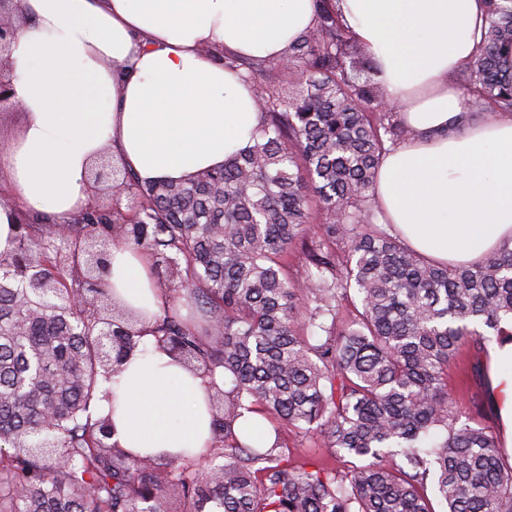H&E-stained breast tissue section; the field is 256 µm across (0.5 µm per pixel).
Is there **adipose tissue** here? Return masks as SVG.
<instances>
[{"label":"adipose tissue","mask_w":512,"mask_h":512,"mask_svg":"<svg viewBox=\"0 0 512 512\" xmlns=\"http://www.w3.org/2000/svg\"><path fill=\"white\" fill-rule=\"evenodd\" d=\"M413 139L378 168L374 202L423 256L475 265L512 240V115L460 127L456 77L474 60L482 0H340ZM12 43L20 131L0 146V253L25 215L68 224L96 196L89 171L113 156L141 181H184L254 143L263 121L252 87L221 57L279 59L311 29L316 0H20ZM105 280L147 311L140 342L98 401L112 444L140 455H205L211 383L151 333L166 298L147 257L113 247ZM487 394L512 447V341L489 351Z\"/></svg>","instance_id":"ef3b65f1"}]
</instances>
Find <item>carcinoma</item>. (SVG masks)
<instances>
[{"mask_svg": "<svg viewBox=\"0 0 512 512\" xmlns=\"http://www.w3.org/2000/svg\"><path fill=\"white\" fill-rule=\"evenodd\" d=\"M283 60L224 57L264 113L254 145L188 182H142L115 167V211L74 223L18 225L0 256V512H512V464L500 435L460 421L448 366L460 346L486 355L512 336V243L473 266L435 262L407 246L373 204L380 159L414 132L381 109L382 84L335 0ZM485 27L458 83L467 111L512 114V0H484ZM143 249L194 299L190 331L167 307L154 336L207 376L224 369L210 470L201 459L158 461L107 442L94 414L101 383L137 348L139 315L108 299L105 258L88 280L87 242ZM301 245L304 275L285 258ZM84 303L74 306L70 298ZM354 312L345 318L343 303ZM115 354L105 363L101 333ZM326 333L313 341L307 329ZM246 412L315 434L346 472L288 466L238 435ZM388 455L401 465L387 466Z\"/></svg>", "mask_w": 512, "mask_h": 512, "instance_id": "carcinoma-1", "label": "carcinoma"}]
</instances>
